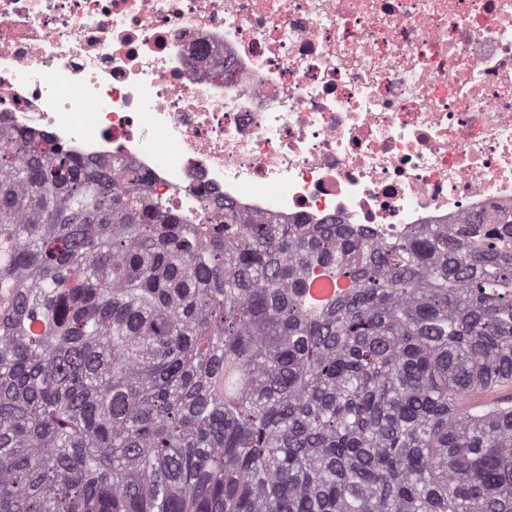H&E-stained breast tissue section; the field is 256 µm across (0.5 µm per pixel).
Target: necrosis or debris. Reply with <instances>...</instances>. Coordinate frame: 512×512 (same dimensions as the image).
Returning <instances> with one entry per match:
<instances>
[{
    "mask_svg": "<svg viewBox=\"0 0 512 512\" xmlns=\"http://www.w3.org/2000/svg\"><path fill=\"white\" fill-rule=\"evenodd\" d=\"M118 156L176 213L512 212V0H0V129Z\"/></svg>",
    "mask_w": 512,
    "mask_h": 512,
    "instance_id": "obj_1",
    "label": "necrosis or debris"
}]
</instances>
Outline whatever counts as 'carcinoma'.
Returning <instances> with one entry per match:
<instances>
[{
    "label": "carcinoma",
    "instance_id": "carcinoma-1",
    "mask_svg": "<svg viewBox=\"0 0 512 512\" xmlns=\"http://www.w3.org/2000/svg\"><path fill=\"white\" fill-rule=\"evenodd\" d=\"M146 181L0 130V512H512V233Z\"/></svg>",
    "mask_w": 512,
    "mask_h": 512
}]
</instances>
